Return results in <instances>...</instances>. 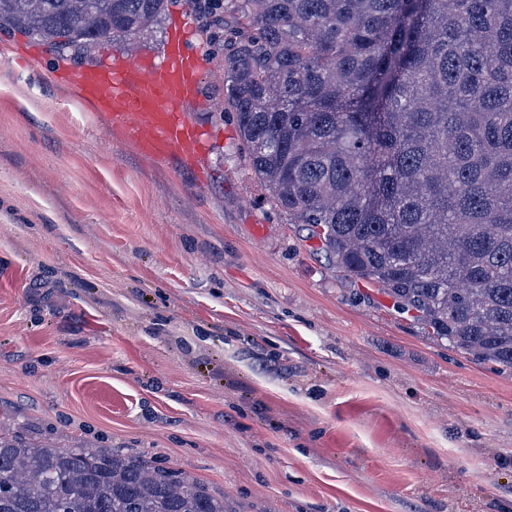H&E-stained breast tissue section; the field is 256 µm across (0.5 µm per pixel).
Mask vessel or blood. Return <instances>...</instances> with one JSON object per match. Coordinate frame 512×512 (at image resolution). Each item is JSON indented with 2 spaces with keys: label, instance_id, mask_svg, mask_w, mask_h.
Returning a JSON list of instances; mask_svg holds the SVG:
<instances>
[{
  "label": "vessel or blood",
  "instance_id": "obj_1",
  "mask_svg": "<svg viewBox=\"0 0 512 512\" xmlns=\"http://www.w3.org/2000/svg\"><path fill=\"white\" fill-rule=\"evenodd\" d=\"M202 68L201 55L188 47L182 20L171 29L160 61L64 67L53 77L155 160L178 156L193 162L201 156V130L189 120L186 106L198 97Z\"/></svg>",
  "mask_w": 512,
  "mask_h": 512
}]
</instances>
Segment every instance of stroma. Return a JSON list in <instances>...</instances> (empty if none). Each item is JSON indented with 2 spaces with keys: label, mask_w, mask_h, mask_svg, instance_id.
Segmentation results:
<instances>
[{
  "label": "stroma",
  "mask_w": 512,
  "mask_h": 512,
  "mask_svg": "<svg viewBox=\"0 0 512 512\" xmlns=\"http://www.w3.org/2000/svg\"><path fill=\"white\" fill-rule=\"evenodd\" d=\"M200 164L161 163L0 33V431L141 455L229 512H512V372L274 207L199 30Z\"/></svg>",
  "instance_id": "stroma-1"
}]
</instances>
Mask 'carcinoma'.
Instances as JSON below:
<instances>
[{
  "mask_svg": "<svg viewBox=\"0 0 512 512\" xmlns=\"http://www.w3.org/2000/svg\"><path fill=\"white\" fill-rule=\"evenodd\" d=\"M184 2L273 204L429 334L512 369V0H0L94 60ZM0 512H226L142 456L0 434Z\"/></svg>",
  "mask_w": 512,
  "mask_h": 512,
  "instance_id": "carcinoma-1",
  "label": "carcinoma"
}]
</instances>
